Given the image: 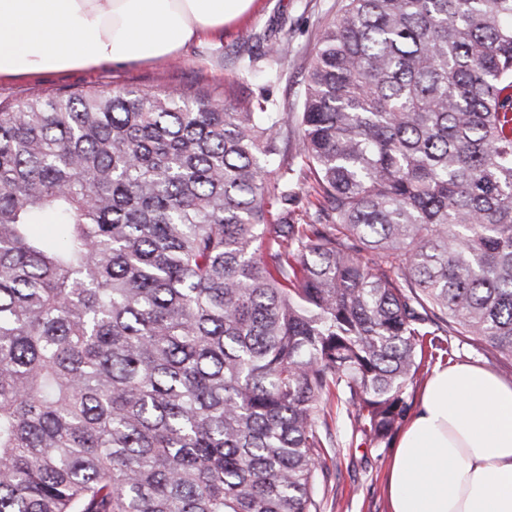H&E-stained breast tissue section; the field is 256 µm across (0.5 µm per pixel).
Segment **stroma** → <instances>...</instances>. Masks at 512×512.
<instances>
[{"instance_id": "obj_1", "label": "stroma", "mask_w": 512, "mask_h": 512, "mask_svg": "<svg viewBox=\"0 0 512 512\" xmlns=\"http://www.w3.org/2000/svg\"><path fill=\"white\" fill-rule=\"evenodd\" d=\"M340 6L341 0H259L253 13L226 26L222 35L190 41L172 58L1 80L0 109L27 98L88 87L157 91L181 86L188 93L204 91L217 100L267 96L279 110L296 112L317 38ZM259 34L288 43V58L278 70H270L264 59L265 46L255 40ZM247 51L254 57L248 69L236 61ZM453 345V358L436 359V366L451 361L478 364L512 383V363L478 350L464 336L454 338ZM327 422L333 446L315 485L321 512H388L386 483L394 446L370 444L346 414L328 416Z\"/></svg>"}]
</instances>
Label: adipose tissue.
<instances>
[{
    "instance_id": "obj_1",
    "label": "adipose tissue",
    "mask_w": 512,
    "mask_h": 512,
    "mask_svg": "<svg viewBox=\"0 0 512 512\" xmlns=\"http://www.w3.org/2000/svg\"><path fill=\"white\" fill-rule=\"evenodd\" d=\"M255 0H0V80L152 61L222 33ZM390 512H512V384L461 363L427 382L398 439Z\"/></svg>"
}]
</instances>
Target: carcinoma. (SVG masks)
I'll return each instance as SVG.
<instances>
[{
  "instance_id": "1",
  "label": "carcinoma",
  "mask_w": 512,
  "mask_h": 512,
  "mask_svg": "<svg viewBox=\"0 0 512 512\" xmlns=\"http://www.w3.org/2000/svg\"><path fill=\"white\" fill-rule=\"evenodd\" d=\"M457 336L512 362V0H343L300 112H0V512H319L327 406L388 444Z\"/></svg>"
}]
</instances>
